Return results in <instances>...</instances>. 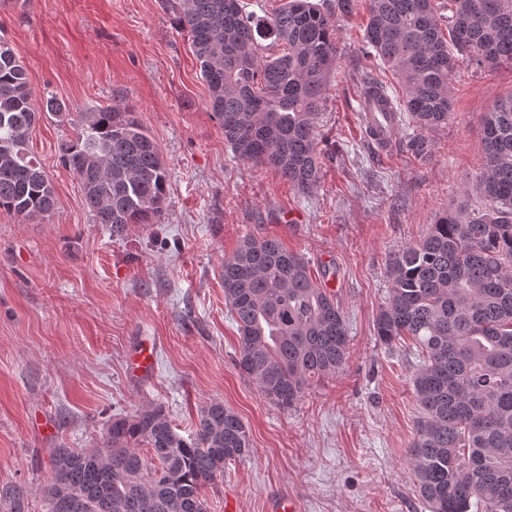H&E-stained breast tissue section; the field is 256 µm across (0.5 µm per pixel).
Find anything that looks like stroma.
Listing matches in <instances>:
<instances>
[{
    "label": "stroma",
    "instance_id": "35a3bbf8",
    "mask_svg": "<svg viewBox=\"0 0 512 512\" xmlns=\"http://www.w3.org/2000/svg\"><path fill=\"white\" fill-rule=\"evenodd\" d=\"M367 0L336 19L337 74L317 129L321 178L298 193L270 167L234 158L208 106L186 32L162 0H0V38L18 51L34 97L70 118L41 113L29 145L55 188L45 219L0 211V483L29 490L46 512L55 448L92 450L114 418L162 408L182 436L223 400L249 429L253 451L204 490L207 512H269L278 497L301 512H426L413 490L409 448L419 407L411 339L376 340L388 298L387 261L439 217L482 210V117L512 94V66L461 64L453 114L427 131L415 157L377 151L361 126L362 90L375 78L400 95L369 55ZM132 111L157 144L169 177L161 223L118 237L95 223L59 159L72 122L105 106ZM273 237L305 257L336 295L348 326L340 373L315 382L288 411L235 366L239 338L224 303V258L247 235ZM155 341L147 381L126 370L131 349Z\"/></svg>",
    "mask_w": 512,
    "mask_h": 512
}]
</instances>
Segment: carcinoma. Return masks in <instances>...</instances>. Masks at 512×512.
<instances>
[{"label":"carcinoma","mask_w":512,"mask_h":512,"mask_svg":"<svg viewBox=\"0 0 512 512\" xmlns=\"http://www.w3.org/2000/svg\"><path fill=\"white\" fill-rule=\"evenodd\" d=\"M189 34L208 105L234 156L277 169L302 194L320 179L317 120L337 67L336 13L355 0H287L259 23L240 0H163ZM276 50L259 53V39ZM366 43L402 85L399 111L419 132L406 148L429 153L423 131L448 124L459 61L512 64V0H369ZM14 47L0 40V210L30 220L52 211L55 191L28 150L38 109ZM481 212L450 211L388 259V301L375 317L380 344L415 341L420 408L409 448L414 490L429 512H512V94L483 116ZM60 159L77 177L96 223L118 236L157 224L168 169L128 110L81 117ZM224 301L236 323V366L288 410L314 380L343 369L348 330L333 294L305 259L274 238L245 236L224 258ZM252 452L243 419L214 399L181 436L160 407L118 418L92 450L55 448L46 512H206L203 489ZM0 512H28L27 490L0 484Z\"/></svg>","instance_id":"cac0c4a2"}]
</instances>
